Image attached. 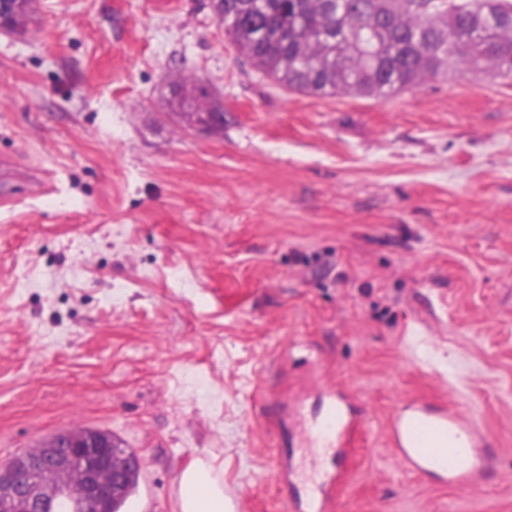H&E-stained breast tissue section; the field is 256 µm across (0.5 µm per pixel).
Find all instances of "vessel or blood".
I'll return each instance as SVG.
<instances>
[{
	"mask_svg": "<svg viewBox=\"0 0 512 512\" xmlns=\"http://www.w3.org/2000/svg\"><path fill=\"white\" fill-rule=\"evenodd\" d=\"M324 415L313 420L308 429L310 454L335 459L340 454L348 423L337 406L343 397L336 390L326 393ZM462 438L461 448L449 454L445 464H438L437 447L442 442ZM387 441L401 466L415 474L441 471L448 484L473 487L479 482L483 451L488 435L459 412L434 409L428 402L416 399L400 406L387 424ZM309 494L299 503V512H331L339 491L337 471L323 468L310 475Z\"/></svg>",
	"mask_w": 512,
	"mask_h": 512,
	"instance_id": "obj_1",
	"label": "vessel or blood"
}]
</instances>
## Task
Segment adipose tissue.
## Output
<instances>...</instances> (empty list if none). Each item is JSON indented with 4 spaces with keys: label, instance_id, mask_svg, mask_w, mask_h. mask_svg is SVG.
<instances>
[{
    "label": "adipose tissue",
    "instance_id": "ef3b65f1",
    "mask_svg": "<svg viewBox=\"0 0 512 512\" xmlns=\"http://www.w3.org/2000/svg\"><path fill=\"white\" fill-rule=\"evenodd\" d=\"M179 512H235L224 494V474L210 458H199L179 477Z\"/></svg>",
    "mask_w": 512,
    "mask_h": 512
}]
</instances>
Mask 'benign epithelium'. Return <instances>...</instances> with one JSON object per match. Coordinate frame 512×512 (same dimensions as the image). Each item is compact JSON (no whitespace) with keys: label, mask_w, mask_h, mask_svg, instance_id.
<instances>
[{"label":"benign epithelium","mask_w":512,"mask_h":512,"mask_svg":"<svg viewBox=\"0 0 512 512\" xmlns=\"http://www.w3.org/2000/svg\"><path fill=\"white\" fill-rule=\"evenodd\" d=\"M32 2L0 0V30L24 36L21 14ZM188 117L211 134L224 128L219 102ZM124 469L122 456L98 435L73 431L0 466V512H100V503L121 489Z\"/></svg>","instance_id":"benign-epithelium-1"}]
</instances>
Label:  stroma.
I'll use <instances>...</instances> for the list:
<instances>
[{
  "instance_id": "stroma-1",
  "label": "stroma",
  "mask_w": 512,
  "mask_h": 512,
  "mask_svg": "<svg viewBox=\"0 0 512 512\" xmlns=\"http://www.w3.org/2000/svg\"><path fill=\"white\" fill-rule=\"evenodd\" d=\"M2 156L0 464L92 428L139 458L125 512H179L200 456L235 512H289L277 455L317 463L272 397L312 419L332 385L357 410L333 512H512V79L319 97L253 67L211 0H37L0 33ZM411 399L487 432L480 486L396 463ZM207 109V110H206ZM196 112H189L188 117L191 125L211 134H217L224 128V110L219 102L200 105L194 109ZM205 112H201L204 111Z\"/></svg>"
}]
</instances>
